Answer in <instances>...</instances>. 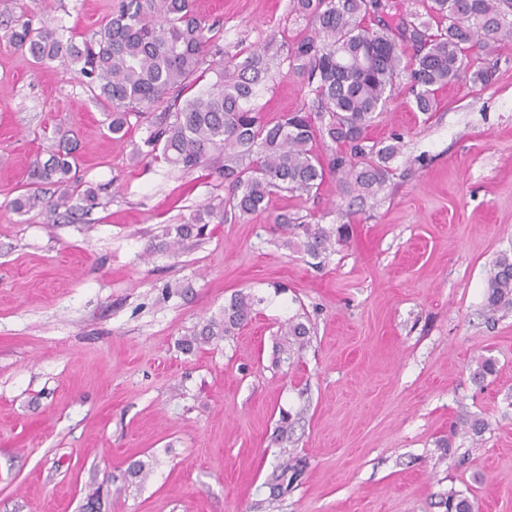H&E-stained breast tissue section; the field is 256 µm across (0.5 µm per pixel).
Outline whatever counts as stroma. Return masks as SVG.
<instances>
[{
    "instance_id": "35a3bbf8",
    "label": "stroma",
    "mask_w": 512,
    "mask_h": 512,
    "mask_svg": "<svg viewBox=\"0 0 512 512\" xmlns=\"http://www.w3.org/2000/svg\"><path fill=\"white\" fill-rule=\"evenodd\" d=\"M35 17L88 35L119 0H26ZM221 57L255 49L279 65L256 105L308 106L289 47L310 29L291 0H196ZM431 119L397 89L372 137L400 135L392 175L360 203L328 179L277 194L245 220L213 223L175 254L163 231L223 197L206 171L139 158L147 118L123 138L76 67L39 64L0 38V512H512V308L488 310L486 275L512 255V42L480 55ZM78 144L89 213H15L56 129ZM354 233L322 262L283 246L273 218ZM261 298L232 339L178 342L232 295ZM305 314L308 346L276 362L280 325ZM490 358L483 385L471 372ZM297 414L288 441L281 412ZM484 420L474 435L467 420ZM142 462L144 482L126 481ZM291 481L271 497L279 465Z\"/></svg>"
}]
</instances>
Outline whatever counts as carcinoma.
Here are the masks:
<instances>
[{"label":"carcinoma","mask_w":512,"mask_h":512,"mask_svg":"<svg viewBox=\"0 0 512 512\" xmlns=\"http://www.w3.org/2000/svg\"><path fill=\"white\" fill-rule=\"evenodd\" d=\"M391 0H293V11L311 27L288 54L291 72L307 81L313 95L308 109L266 120L256 107L269 61L255 53L241 62H210L212 28L193 0H121L88 37L76 38L63 27L35 20L24 0L0 22L3 37L35 62L58 58L79 67L93 97L110 108L108 131L125 136L129 118L161 109L154 129L137 154L160 157L185 172L198 168L224 182V197L193 211L166 233L158 248L175 253L183 242L202 237L208 225L230 215L239 219L265 211L277 192L295 196L318 192L328 176L341 190L360 199L384 190L388 162L399 152V136L375 140L369 129L383 112L401 77L418 111L437 109L438 92L472 71L475 83L488 82V71L471 70L476 51L512 41V0H427L430 17L448 20L433 30L395 13ZM415 47L405 60V45ZM213 74L206 88L183 103L165 101ZM330 140L321 154L316 143ZM75 147L66 136L38 156L29 170L34 190L11 202L18 213L33 209L69 212L97 205L93 188L80 190L72 179ZM55 188L51 200L42 188ZM274 223L289 234L284 246L320 259L350 237L352 225L325 227L294 214ZM261 299L239 293L223 317L206 321L199 337L182 340L190 350L197 341L226 340L257 313ZM485 305L492 311L512 308V255L502 254L487 271ZM310 328L293 316L282 326L278 353L300 352Z\"/></svg>","instance_id":"1"}]
</instances>
